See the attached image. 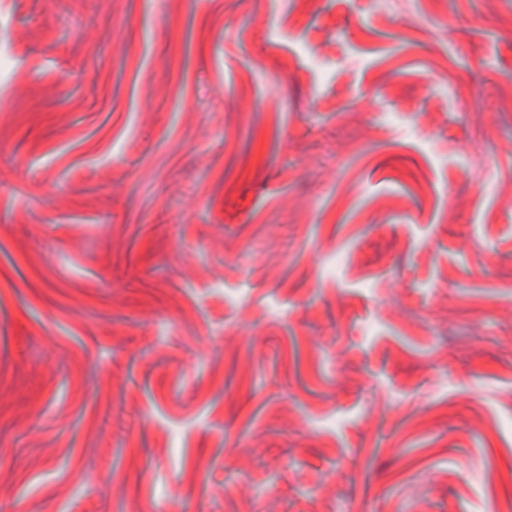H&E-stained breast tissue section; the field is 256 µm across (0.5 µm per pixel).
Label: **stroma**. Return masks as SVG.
<instances>
[{
	"label": "stroma",
	"mask_w": 512,
	"mask_h": 512,
	"mask_svg": "<svg viewBox=\"0 0 512 512\" xmlns=\"http://www.w3.org/2000/svg\"><path fill=\"white\" fill-rule=\"evenodd\" d=\"M512 0H0V512L512 502Z\"/></svg>",
	"instance_id": "stroma-1"
}]
</instances>
